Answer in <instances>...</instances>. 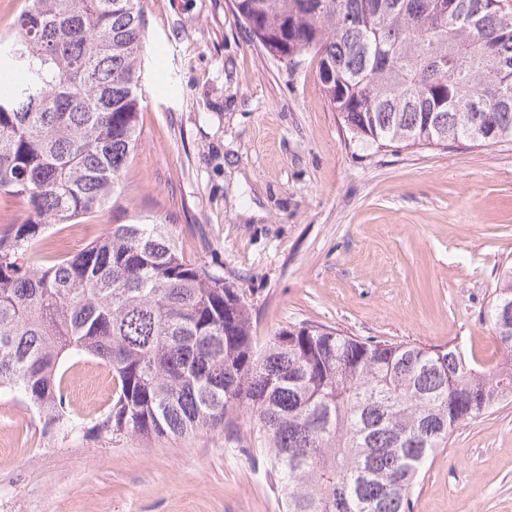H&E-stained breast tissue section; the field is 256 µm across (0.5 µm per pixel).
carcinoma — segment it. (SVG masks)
I'll list each match as a JSON object with an SVG mask.
<instances>
[{
  "label": "carcinoma",
  "instance_id": "cac0c4a2",
  "mask_svg": "<svg viewBox=\"0 0 512 512\" xmlns=\"http://www.w3.org/2000/svg\"><path fill=\"white\" fill-rule=\"evenodd\" d=\"M288 67L322 91L361 146L512 142V8L495 0H234ZM140 0H24L0 37V389L72 430L61 364L112 372L97 429L144 439L240 424L268 448L282 512H411L416 479L464 421L512 401V265L487 319L502 355L347 336L317 324L263 347L250 305L187 258L171 225L109 224L76 252L45 236L117 212L141 135Z\"/></svg>",
  "mask_w": 512,
  "mask_h": 512
}]
</instances>
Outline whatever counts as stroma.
<instances>
[{"label":"stroma","mask_w":512,"mask_h":512,"mask_svg":"<svg viewBox=\"0 0 512 512\" xmlns=\"http://www.w3.org/2000/svg\"><path fill=\"white\" fill-rule=\"evenodd\" d=\"M145 99L123 213L154 216L184 253L247 297L253 334H342L501 356L485 313L512 263V143L362 149L326 100L317 62L272 58L233 0H141ZM48 431L0 390V512H279L263 467L223 433L141 440L94 431L108 370L68 366ZM412 512H512V404L457 426L422 470Z\"/></svg>","instance_id":"35a3bbf8"}]
</instances>
